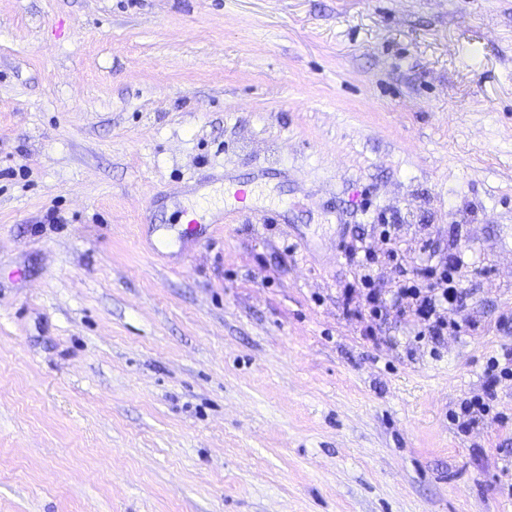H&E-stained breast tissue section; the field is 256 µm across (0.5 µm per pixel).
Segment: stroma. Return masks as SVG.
I'll list each match as a JSON object with an SVG mask.
<instances>
[{"label":"stroma","instance_id":"stroma-1","mask_svg":"<svg viewBox=\"0 0 512 512\" xmlns=\"http://www.w3.org/2000/svg\"><path fill=\"white\" fill-rule=\"evenodd\" d=\"M505 346L512 0H0V512H512ZM465 262L460 253H448L440 266H425L414 270L412 277L403 280L391 294L385 298L376 287L370 274L359 275L356 286L344 288V301L350 308L353 300L370 317L380 318L389 307H395L400 315H412L423 325L418 338L440 336L444 331L457 330L459 326L444 318L447 309L460 306L463 300L461 287ZM361 304V305H360Z\"/></svg>","mask_w":512,"mask_h":512}]
</instances>
